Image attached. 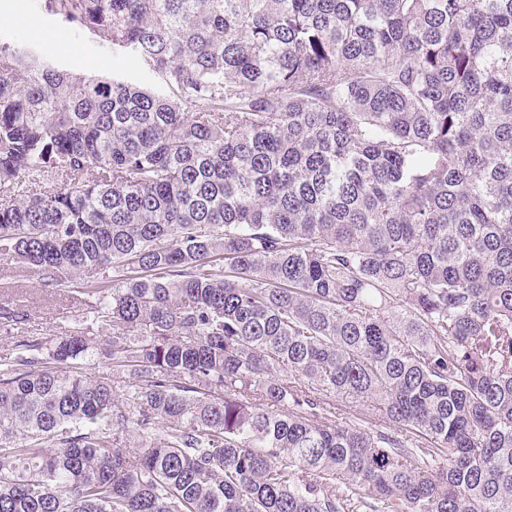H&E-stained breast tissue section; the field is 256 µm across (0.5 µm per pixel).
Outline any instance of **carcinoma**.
<instances>
[{
	"instance_id": "carcinoma-1",
	"label": "carcinoma",
	"mask_w": 512,
	"mask_h": 512,
	"mask_svg": "<svg viewBox=\"0 0 512 512\" xmlns=\"http://www.w3.org/2000/svg\"><path fill=\"white\" fill-rule=\"evenodd\" d=\"M43 8L165 86L0 42V512H512V0ZM40 278L38 274L0 262V299L14 302L28 314V320L18 327L0 326V356L12 352L21 336H36L47 341V338L64 336L77 328H84L87 335L95 336V327L92 329L90 319H86L83 302L86 296L69 292V289H76L75 283L70 281L66 284L68 287L48 286ZM86 327L89 328L86 330ZM110 362L111 361L100 354L97 358H95V360L86 365V373L91 377L100 378V380H103V378L105 381L113 380L112 384L115 381V385L119 387L123 384L122 380H128V375H116V372L113 375ZM351 398L346 396H336V407L341 408L344 411L351 412L355 416L361 418L366 423L360 422L366 426L372 427L376 430H385L388 424L385 423L383 415L378 412L371 404L365 402H352Z\"/></svg>"
}]
</instances>
